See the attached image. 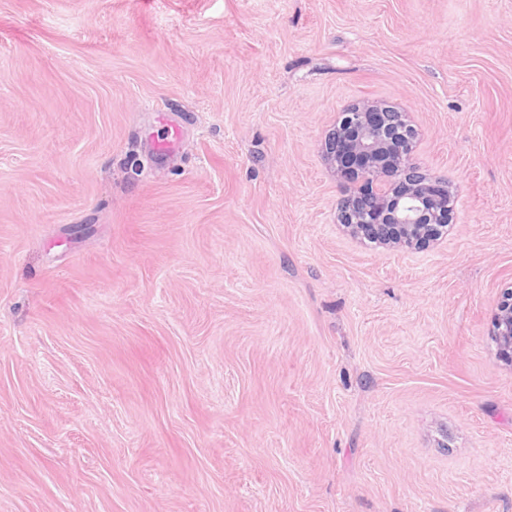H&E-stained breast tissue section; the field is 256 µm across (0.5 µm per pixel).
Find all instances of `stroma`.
I'll list each match as a JSON object with an SVG mask.
<instances>
[{"label":"stroma","instance_id":"obj_1","mask_svg":"<svg viewBox=\"0 0 512 512\" xmlns=\"http://www.w3.org/2000/svg\"><path fill=\"white\" fill-rule=\"evenodd\" d=\"M364 100L440 243L337 224ZM507 288L512 0H0V512H512ZM492 327L499 353L512 363V289L502 294Z\"/></svg>","mask_w":512,"mask_h":512}]
</instances>
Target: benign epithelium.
I'll return each mask as SVG.
<instances>
[{
	"label": "benign epithelium",
	"instance_id": "1",
	"mask_svg": "<svg viewBox=\"0 0 512 512\" xmlns=\"http://www.w3.org/2000/svg\"><path fill=\"white\" fill-rule=\"evenodd\" d=\"M415 139L408 113L376 102L346 108L327 136L328 163L364 182L346 187L336 203V220L353 237L417 250L447 233L453 212L448 178L414 161ZM492 336L512 362V289L497 305Z\"/></svg>",
	"mask_w": 512,
	"mask_h": 512
}]
</instances>
